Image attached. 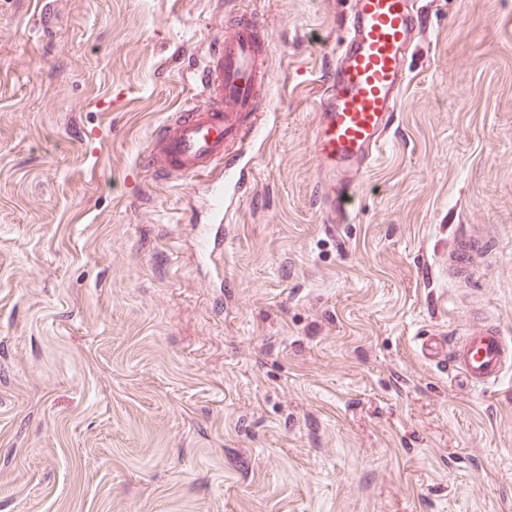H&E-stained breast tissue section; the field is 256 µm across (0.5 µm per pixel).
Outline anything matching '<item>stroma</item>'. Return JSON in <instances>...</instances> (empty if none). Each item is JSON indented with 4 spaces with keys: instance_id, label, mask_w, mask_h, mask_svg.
Returning <instances> with one entry per match:
<instances>
[{
    "instance_id": "1",
    "label": "stroma",
    "mask_w": 512,
    "mask_h": 512,
    "mask_svg": "<svg viewBox=\"0 0 512 512\" xmlns=\"http://www.w3.org/2000/svg\"><path fill=\"white\" fill-rule=\"evenodd\" d=\"M268 22L269 139L224 265L205 186L140 166L235 13ZM324 0H0V512H512V370L472 391L418 339L512 335V0H425L353 223L312 131ZM482 227L466 288L444 272Z\"/></svg>"
}]
</instances>
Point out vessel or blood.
Wrapping results in <instances>:
<instances>
[{
    "instance_id": "obj_1",
    "label": "vessel or blood",
    "mask_w": 512,
    "mask_h": 512,
    "mask_svg": "<svg viewBox=\"0 0 512 512\" xmlns=\"http://www.w3.org/2000/svg\"><path fill=\"white\" fill-rule=\"evenodd\" d=\"M419 0H351L336 64L327 75L313 136L324 224L350 223L353 202L382 150L409 74L408 52L418 39ZM271 52L262 20L239 14L195 75L200 101L170 116L151 136L144 166L161 181L210 179L205 210L211 223L229 220L225 183L240 179L228 159L231 144L267 140L258 123L269 97L266 59ZM484 239L460 232L448 249V276L465 284L483 256ZM422 356L448 368L471 389L494 385L512 367V341L489 321H472L463 337L429 330Z\"/></svg>"
}]
</instances>
